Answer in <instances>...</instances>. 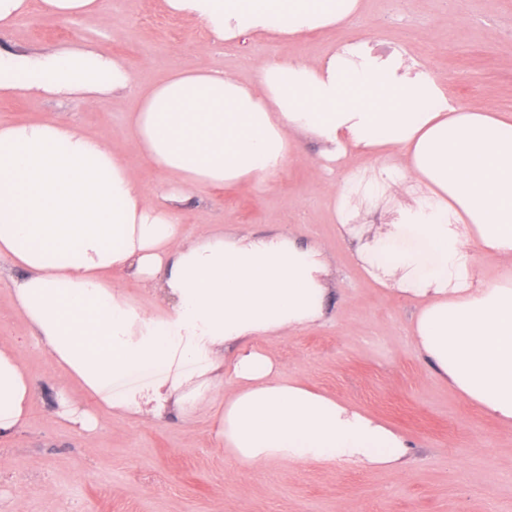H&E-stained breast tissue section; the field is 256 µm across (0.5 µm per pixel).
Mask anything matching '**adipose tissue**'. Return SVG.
I'll list each match as a JSON object with an SVG mask.
<instances>
[{
    "mask_svg": "<svg viewBox=\"0 0 512 512\" xmlns=\"http://www.w3.org/2000/svg\"><path fill=\"white\" fill-rule=\"evenodd\" d=\"M220 44L294 39L348 24L361 0H162ZM134 88L130 66L90 43L30 55L0 49V98L96 105ZM132 151L167 179L155 195L102 139L58 116L0 123V258L20 268L15 304L58 369L57 413L94 433L67 396L77 381L112 415L192 420L214 410V436L240 468L281 461L396 468L405 438L361 410L283 379L267 346L320 323L329 265L284 232L188 238L179 210L203 186L269 185L300 136L333 170L377 155L372 201L411 194L391 223H354L347 184L330 210L366 276L414 300L410 340L461 397L512 424V116L449 106L437 78L367 40L318 60L262 61L256 79L175 68L137 90ZM496 275L478 279L476 268ZM169 299L142 307L123 279ZM34 387L15 343H0V441L27 422Z\"/></svg>",
    "mask_w": 512,
    "mask_h": 512,
    "instance_id": "ef3b65f1",
    "label": "adipose tissue"
}]
</instances>
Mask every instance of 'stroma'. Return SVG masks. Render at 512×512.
Instances as JSON below:
<instances>
[{
	"label": "stroma",
	"mask_w": 512,
	"mask_h": 512,
	"mask_svg": "<svg viewBox=\"0 0 512 512\" xmlns=\"http://www.w3.org/2000/svg\"><path fill=\"white\" fill-rule=\"evenodd\" d=\"M101 20L21 19L9 47L36 53L90 42L124 59L136 85L163 79L174 66H209L253 80L258 60H314L328 41H371L440 76L449 106L512 114V0H365L356 26L295 42L247 38L224 48L198 21L166 14L160 0H102ZM133 95L92 106L79 100L33 104L0 100V122L58 114L105 140L134 178L155 188L164 177L130 149ZM319 144L299 143L297 156L271 186L200 188L183 205L188 237L224 229L293 234L318 243L332 274L325 321L271 346L283 378L361 409L398 430L410 445L398 469L340 462L267 463L240 470L210 436L212 416L135 422L99 410L79 383V406L96 412L87 435L56 412L55 368L27 339L14 306L12 272L0 259V342L17 341L35 395L26 426L0 443V512H512V425L467 402L438 379L409 340L416 310L386 296L354 262L353 241L330 220L331 184L375 165L361 155L324 173Z\"/></svg>",
	"instance_id": "1"
}]
</instances>
